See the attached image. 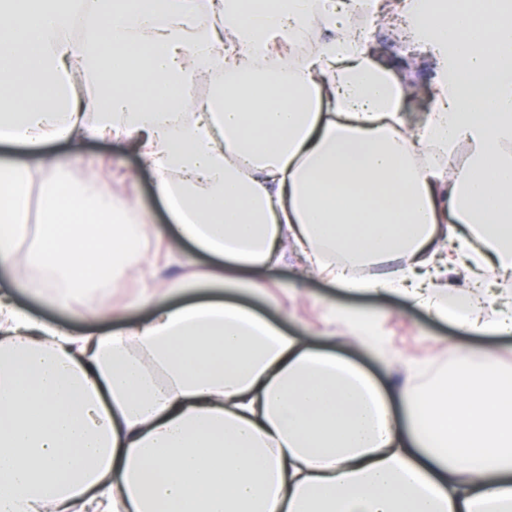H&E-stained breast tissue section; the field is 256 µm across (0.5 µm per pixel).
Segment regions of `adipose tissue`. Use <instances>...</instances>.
<instances>
[{"label": "adipose tissue", "instance_id": "adipose-tissue-1", "mask_svg": "<svg viewBox=\"0 0 512 512\" xmlns=\"http://www.w3.org/2000/svg\"><path fill=\"white\" fill-rule=\"evenodd\" d=\"M311 0H0V266L41 271L76 317H112L145 260L144 214L68 189L48 141L120 140L155 176L184 250L159 306L126 332L74 335L0 300V512H512V384L460 350L447 382L395 390L225 290L287 250L347 295H398L469 334H512V0L397 10L425 41L432 102L404 110L397 62L347 0L296 53ZM84 34L72 40L75 14ZM291 47L270 67L256 46ZM221 70L232 81L190 104ZM41 238L18 254L29 190Z\"/></svg>", "mask_w": 512, "mask_h": 512}]
</instances>
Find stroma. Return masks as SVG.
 I'll use <instances>...</instances> for the list:
<instances>
[{"label":"stroma","instance_id":"35a3bbf8","mask_svg":"<svg viewBox=\"0 0 512 512\" xmlns=\"http://www.w3.org/2000/svg\"><path fill=\"white\" fill-rule=\"evenodd\" d=\"M370 41L385 47L394 56H414V66L406 71L410 96L405 110L410 115L424 117L430 109V68L424 52L413 50L392 34L389 25L380 21L372 25ZM44 151L56 157L67 178L87 194L106 190L134 202L146 212V223L152 229L143 243L148 261L132 275L128 287L114 290L112 301L122 306V313L93 327L57 306L51 297L33 296L1 270L0 293H10L15 304L34 320L64 324L77 333L92 328L99 332L114 331L144 321L150 314L149 306L139 302L145 286L153 285L156 277L171 278L180 273L177 265L163 263L164 248L158 239L170 237L174 226L155 192L152 173L126 144L115 141L90 139L70 146L49 144ZM268 280L271 287L267 297L252 302L256 310L288 331L316 336L318 345L343 352L378 381L401 380L413 369L423 371L438 363H453L461 347L493 351L504 365L512 367V338L463 336L402 298L346 296L318 277L300 276L295 258H288L272 271ZM339 305L360 309L375 320L379 347L348 341L347 328L334 317L333 310Z\"/></svg>","mask_w":512,"mask_h":512}]
</instances>
